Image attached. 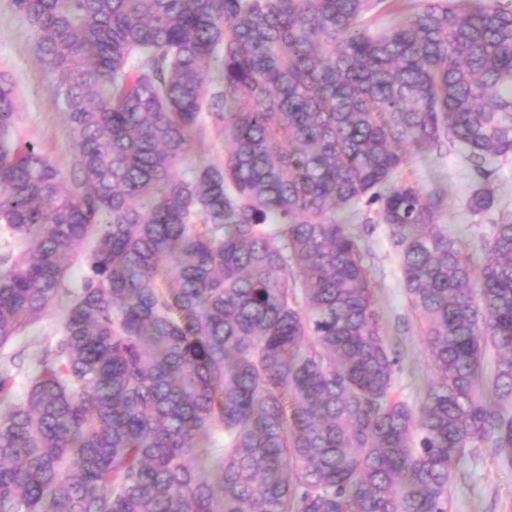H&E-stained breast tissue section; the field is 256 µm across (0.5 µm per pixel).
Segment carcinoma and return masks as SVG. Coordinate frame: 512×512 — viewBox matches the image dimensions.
<instances>
[{
    "label": "carcinoma",
    "mask_w": 512,
    "mask_h": 512,
    "mask_svg": "<svg viewBox=\"0 0 512 512\" xmlns=\"http://www.w3.org/2000/svg\"><path fill=\"white\" fill-rule=\"evenodd\" d=\"M13 6L77 175L13 138L0 80V351L91 248L24 392L0 369V512H451L460 461L512 450V212L477 266L438 223L448 189L402 172L453 151L467 209L495 208L512 0ZM209 128L224 161L177 175ZM338 211L397 250L416 405Z\"/></svg>",
    "instance_id": "carcinoma-1"
}]
</instances>
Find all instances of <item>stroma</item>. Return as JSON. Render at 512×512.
<instances>
[{
    "mask_svg": "<svg viewBox=\"0 0 512 512\" xmlns=\"http://www.w3.org/2000/svg\"><path fill=\"white\" fill-rule=\"evenodd\" d=\"M0 76L10 80L14 88L15 136L35 143L58 169L71 173L76 147L55 84L40 59L33 28L16 12L12 0H0ZM406 175L427 191L435 181L448 184L450 193L439 221L464 242L473 262H481L482 236L495 216H475L465 207L463 198L472 179L470 168L451 152L435 161L414 162ZM350 230L360 240L388 337L403 351L396 374L397 393L416 401L425 383V349L419 324L408 305L396 250L385 225L354 224ZM63 315V305H56L10 345V353L23 355V366L16 372L17 390L25 389L44 347L59 332ZM452 499V512H512V455L484 448L475 457L463 459L452 484Z\"/></svg>",
    "mask_w": 512,
    "mask_h": 512,
    "instance_id": "obj_1",
    "label": "stroma"
}]
</instances>
